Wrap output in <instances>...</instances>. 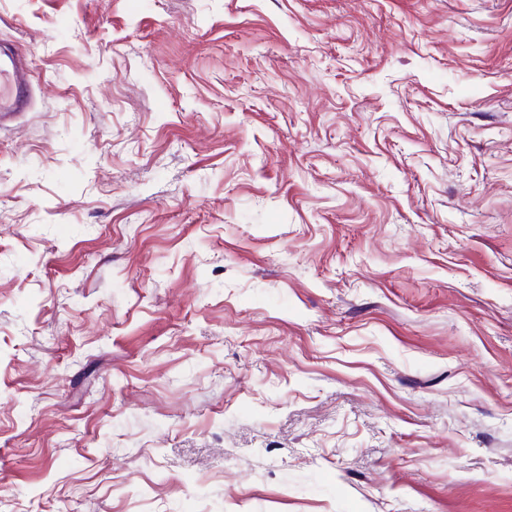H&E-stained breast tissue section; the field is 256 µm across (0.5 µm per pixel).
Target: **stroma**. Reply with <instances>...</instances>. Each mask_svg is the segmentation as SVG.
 Wrapping results in <instances>:
<instances>
[{
  "instance_id": "stroma-1",
  "label": "stroma",
  "mask_w": 512,
  "mask_h": 512,
  "mask_svg": "<svg viewBox=\"0 0 512 512\" xmlns=\"http://www.w3.org/2000/svg\"><path fill=\"white\" fill-rule=\"evenodd\" d=\"M0 512H512V0H0ZM9 63L0 56V125L24 112L30 104L32 59L15 51Z\"/></svg>"
}]
</instances>
